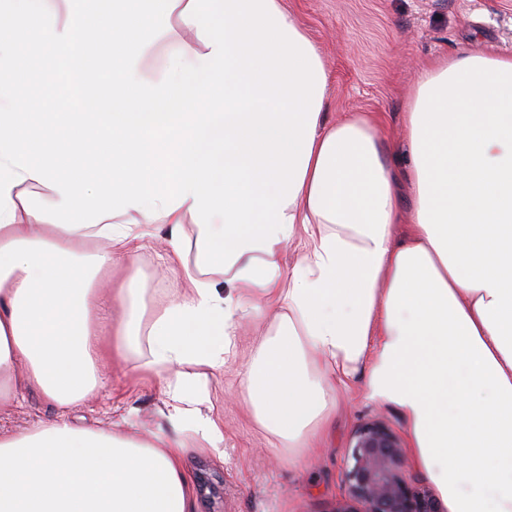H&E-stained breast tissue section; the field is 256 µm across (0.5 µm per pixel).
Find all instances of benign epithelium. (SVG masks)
<instances>
[{"instance_id": "benign-epithelium-1", "label": "benign epithelium", "mask_w": 512, "mask_h": 512, "mask_svg": "<svg viewBox=\"0 0 512 512\" xmlns=\"http://www.w3.org/2000/svg\"><path fill=\"white\" fill-rule=\"evenodd\" d=\"M344 477L347 497L336 512H444L434 494L406 481L400 442L379 422L354 434Z\"/></svg>"}]
</instances>
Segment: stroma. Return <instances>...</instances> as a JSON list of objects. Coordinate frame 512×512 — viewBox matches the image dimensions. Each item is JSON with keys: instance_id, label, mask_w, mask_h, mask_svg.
<instances>
[{"instance_id": "obj_1", "label": "stroma", "mask_w": 512, "mask_h": 512, "mask_svg": "<svg viewBox=\"0 0 512 512\" xmlns=\"http://www.w3.org/2000/svg\"><path fill=\"white\" fill-rule=\"evenodd\" d=\"M284 5L321 51L328 75L327 121L347 112L374 113L381 124L382 154L390 162L401 143L404 100L422 67L463 52L512 54V0H284ZM161 248L159 239H147L137 254L139 285L151 307L168 305L184 286L180 272L167 269ZM273 324L270 311L260 325L242 322L233 340L235 355L223 373L195 387L203 411L224 423L220 457L193 433L182 436L198 512H334L346 495L343 472L359 427L382 421L402 447L410 445L402 414L368 400L356 381L337 391L308 459L291 464L295 448L255 420L239 386L258 330ZM149 360L146 348L132 346L111 387L72 405L71 417L97 430L156 433L170 391ZM56 412V405L38 392H28L21 403L0 407V431L23 433Z\"/></svg>"}]
</instances>
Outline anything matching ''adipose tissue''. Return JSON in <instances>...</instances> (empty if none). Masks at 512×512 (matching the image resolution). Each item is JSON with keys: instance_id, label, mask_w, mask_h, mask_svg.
Listing matches in <instances>:
<instances>
[{"instance_id": "1", "label": "adipose tissue", "mask_w": 512, "mask_h": 512, "mask_svg": "<svg viewBox=\"0 0 512 512\" xmlns=\"http://www.w3.org/2000/svg\"><path fill=\"white\" fill-rule=\"evenodd\" d=\"M73 3L62 23L48 0H0V402L35 390L59 408L0 434V512H196L179 441L79 428L67 409L143 340L176 372L166 420L223 454L193 385L267 308L279 324L241 379L260 425L303 444L363 377L403 413L447 512H512V56L420 70L401 180L376 116L326 122L320 51L282 0ZM156 44L160 78L141 72ZM35 58L76 89L38 120ZM155 227L186 287L150 315L134 243Z\"/></svg>"}]
</instances>
